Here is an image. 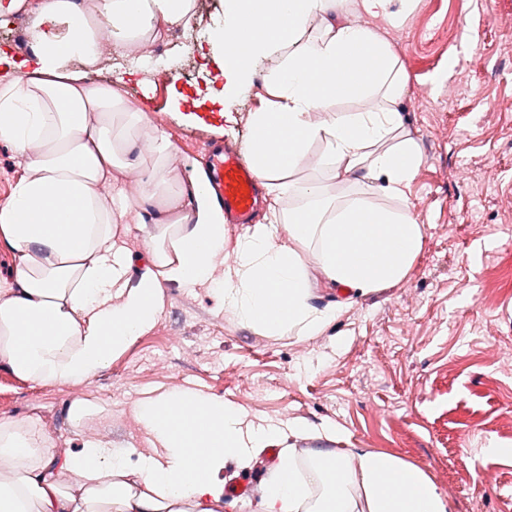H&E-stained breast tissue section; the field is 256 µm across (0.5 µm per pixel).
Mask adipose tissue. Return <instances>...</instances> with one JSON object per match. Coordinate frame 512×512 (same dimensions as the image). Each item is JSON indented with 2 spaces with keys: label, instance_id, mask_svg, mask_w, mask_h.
Wrapping results in <instances>:
<instances>
[{
  "label": "adipose tissue",
  "instance_id": "1",
  "mask_svg": "<svg viewBox=\"0 0 512 512\" xmlns=\"http://www.w3.org/2000/svg\"><path fill=\"white\" fill-rule=\"evenodd\" d=\"M343 0H223L222 22L210 34L234 55L216 56L225 91L256 74L279 48L288 53L263 76L272 101L253 112L249 153L269 205H276L310 147L326 142L322 163L350 174L371 191L399 193L420 161L415 142L395 139L406 82L389 44L377 33L331 20ZM27 11L32 54L16 60L0 50V142L15 150L22 173L0 200V247L15 258V275L0 281V362L23 380L61 382L96 377L114 352L155 323L164 284L177 280L224 295V305L272 334L320 332L336 315L312 304L303 250L316 241L325 280L348 299L401 281L422 247V228L407 213L355 199L343 207L321 186L302 185L318 206L286 223L254 225L234 264L218 273L224 250V211L203 176L172 188L167 160L173 142L134 134L147 116L121 94L93 85L88 75L112 46L156 40L163 29L189 26L193 0H0V15ZM324 31L310 39L312 23ZM377 97L371 112L339 114L331 102ZM150 153L137 203L122 186L126 168ZM111 183V197L100 187ZM148 227L150 258L133 268L120 245L127 214ZM181 227L172 250L161 244ZM137 288H127L131 272ZM144 427L162 457L85 443L64 456H41L45 438L28 422L0 423V458L21 475L0 483V512H224L216 479L230 461L280 447L283 463L265 483L262 512H452L448 499L421 470L400 458L361 448H312L321 481L313 491L287 438L317 432L298 421L287 427H245L237 409L213 397L169 394L142 403ZM73 475L81 494L62 491L59 473Z\"/></svg>",
  "mask_w": 512,
  "mask_h": 512
}]
</instances>
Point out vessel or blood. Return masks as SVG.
<instances>
[{
    "mask_svg": "<svg viewBox=\"0 0 512 512\" xmlns=\"http://www.w3.org/2000/svg\"><path fill=\"white\" fill-rule=\"evenodd\" d=\"M208 153V184L224 208L226 223H246L257 203L259 179L244 146L229 143Z\"/></svg>",
    "mask_w": 512,
    "mask_h": 512,
    "instance_id": "vessel-or-blood-1",
    "label": "vessel or blood"
}]
</instances>
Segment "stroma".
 I'll return each mask as SVG.
<instances>
[{"instance_id": "1", "label": "stroma", "mask_w": 512, "mask_h": 512, "mask_svg": "<svg viewBox=\"0 0 512 512\" xmlns=\"http://www.w3.org/2000/svg\"><path fill=\"white\" fill-rule=\"evenodd\" d=\"M388 15L345 0L337 24L364 18L406 78L401 131L421 157L402 195L364 193L318 168L315 144L292 174L334 184L351 198L408 212L423 243L406 277L344 305L343 292L310 267L312 301L341 309L315 336L271 335L225 311L214 289L164 285L155 324L115 352L93 379H19L0 363V422L33 421L47 454L107 448L153 452L135 407L163 392H199L257 424L303 421L337 439L310 448H364L396 456L449 491L453 512H512V0H391ZM145 68L123 72L150 121L139 136L165 134L174 183L206 160V143L237 139L269 101L263 82L221 94L204 68L174 73L163 96L146 97ZM95 411L74 423V400ZM493 472L487 486L481 472Z\"/></svg>"}]
</instances>
